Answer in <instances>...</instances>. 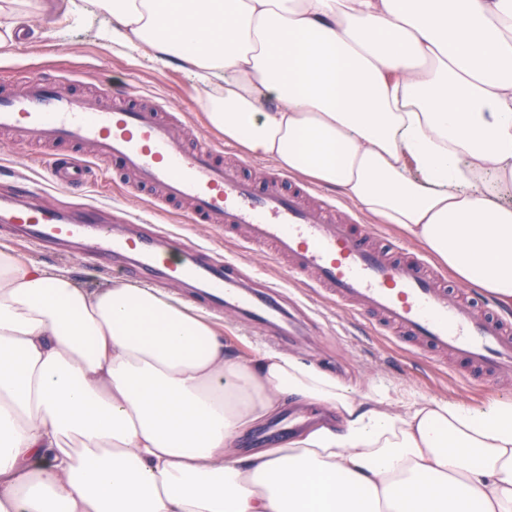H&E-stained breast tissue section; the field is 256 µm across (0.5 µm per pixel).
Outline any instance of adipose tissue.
I'll use <instances>...</instances> for the list:
<instances>
[{
  "label": "adipose tissue",
  "instance_id": "1",
  "mask_svg": "<svg viewBox=\"0 0 512 512\" xmlns=\"http://www.w3.org/2000/svg\"><path fill=\"white\" fill-rule=\"evenodd\" d=\"M242 155L335 189L512 307V0H88ZM74 0H0L16 30ZM335 424L242 456L285 405ZM0 512H512V399L355 398L202 309L0 246Z\"/></svg>",
  "mask_w": 512,
  "mask_h": 512
}]
</instances>
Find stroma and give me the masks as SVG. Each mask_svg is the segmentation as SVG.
I'll use <instances>...</instances> for the list:
<instances>
[{
  "instance_id": "35a3bbf8",
  "label": "stroma",
  "mask_w": 512,
  "mask_h": 512,
  "mask_svg": "<svg viewBox=\"0 0 512 512\" xmlns=\"http://www.w3.org/2000/svg\"><path fill=\"white\" fill-rule=\"evenodd\" d=\"M102 22L101 16L91 14L80 23L63 25L53 24L48 12L34 18L26 28L27 41L18 43L12 53L0 56V89L11 85L15 68L21 66L32 77L51 74L64 78V90L76 95L97 94L108 101L151 97L162 103L169 117L177 119V132L186 141L205 137L222 147L225 161H240V153L202 123L188 79L174 68L144 58L134 61L112 52L98 37ZM44 154V147L0 135V195L14 189L17 180H37ZM39 201L47 209L67 212L97 204L104 224L115 231L120 230L121 219L146 215L155 228L181 233L186 246L204 247L205 260L220 263L231 257L247 276L280 285L279 302L296 319L298 333L286 336L274 326L260 329L244 323L239 313L227 310L218 320L224 325V342L231 351L247 354L259 347L295 357L335 375L357 397L398 396L406 402L438 399L473 405L512 398V383L496 384L477 376H464L462 368L450 357L432 355L408 341L396 342L386 331L361 319L352 308L326 298L312 276L290 274L267 253L225 238L215 225L189 223L178 206L150 208L148 194L133 193L126 180H113L106 192L94 187L83 191L44 188ZM0 243L12 245L23 256L44 265L70 270L92 288L116 282L142 286L147 283L146 278L128 275L123 265L91 253L58 256L52 250L30 244L13 229L0 228ZM322 413V407L317 405L288 406L239 437L233 449L248 454L285 442L297 432L292 424L296 416L305 415L315 421Z\"/></svg>"
}]
</instances>
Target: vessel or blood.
<instances>
[{"label":"vessel or blood","mask_w":512,"mask_h":512,"mask_svg":"<svg viewBox=\"0 0 512 512\" xmlns=\"http://www.w3.org/2000/svg\"><path fill=\"white\" fill-rule=\"evenodd\" d=\"M0 130L50 146L87 144L92 158L71 154L43 164L46 184L76 188L92 179L90 161L120 160L135 184L156 191L157 202H181L195 224H215L251 249L287 261L289 272L312 274L336 303L362 311L386 331L421 340L452 355L465 368L512 378V320L473 298L448 300L439 273L424 259L396 258V245L356 217L335 223L331 205H311L310 189L286 193L283 174L255 182L224 163L210 142L186 149L160 102L105 105L66 94L52 78L23 80L0 93ZM35 190L0 203V220L25 228L39 243L84 244L95 253L130 261L145 277L197 287L216 312L239 309L265 326L283 317L275 294H251L232 262L210 264L179 235L115 233L101 224L97 207L79 219L45 209Z\"/></svg>","instance_id":"1"}]
</instances>
